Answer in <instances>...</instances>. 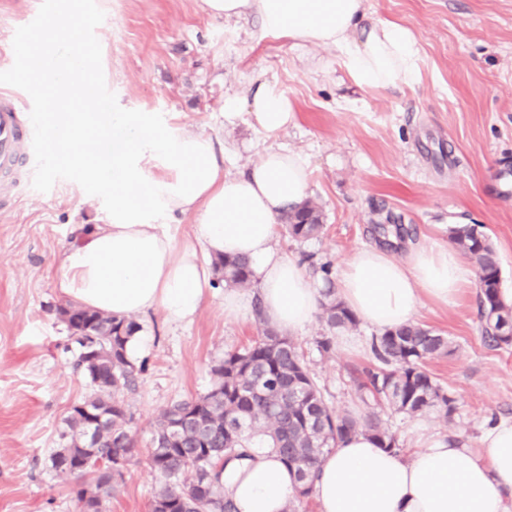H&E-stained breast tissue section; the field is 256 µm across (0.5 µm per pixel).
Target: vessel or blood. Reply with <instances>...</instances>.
Listing matches in <instances>:
<instances>
[{
  "label": "vessel or blood",
  "instance_id": "b4317fda",
  "mask_svg": "<svg viewBox=\"0 0 512 512\" xmlns=\"http://www.w3.org/2000/svg\"><path fill=\"white\" fill-rule=\"evenodd\" d=\"M31 108V99L0 84V209L4 211L16 208V189L35 169Z\"/></svg>",
  "mask_w": 512,
  "mask_h": 512
}]
</instances>
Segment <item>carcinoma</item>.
Masks as SVG:
<instances>
[{"label": "carcinoma", "instance_id": "carcinoma-1", "mask_svg": "<svg viewBox=\"0 0 512 512\" xmlns=\"http://www.w3.org/2000/svg\"><path fill=\"white\" fill-rule=\"evenodd\" d=\"M283 228L296 241L316 239L324 229L321 212L308 200L284 218ZM449 237L477 266L485 341L495 348L512 346V335L503 329L512 323V305L503 297L499 260L489 235L481 224H457L449 228ZM214 265L225 287L254 285L249 259L226 256ZM320 270L328 283L321 292V318L330 329L356 325V317L330 286L329 267ZM59 312L76 344L73 368L82 373L91 393L72 405L69 432L61 434L65 445L50 455L51 468L75 479L72 493L79 512H87V492L96 495V512H105L136 453L133 418L119 394L136 388L138 371L130 343L140 325L72 304ZM255 317L258 335L251 344L210 365V389L172 403L155 418L148 457L159 484L151 512H236L224 497V461L254 446L273 449L294 471L299 501L312 494V477L324 455L348 438L368 434L383 448L399 449L380 414L353 417L333 410L297 342L270 327L258 305ZM371 350L378 366L358 383L360 392L409 416L429 410L451 416L453 398L426 369L427 361L452 353L447 337L419 324L405 325L372 337ZM81 405L106 413L92 448L83 441L89 424Z\"/></svg>", "mask_w": 512, "mask_h": 512}]
</instances>
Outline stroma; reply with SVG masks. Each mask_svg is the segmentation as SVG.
<instances>
[{
  "label": "stroma",
  "mask_w": 512,
  "mask_h": 512,
  "mask_svg": "<svg viewBox=\"0 0 512 512\" xmlns=\"http://www.w3.org/2000/svg\"><path fill=\"white\" fill-rule=\"evenodd\" d=\"M97 4L105 13L95 30L105 81L122 108L223 138L224 165L235 173L271 146L307 158L324 230L305 242L280 234L278 246L314 285L322 283L316 267H339L366 244L431 238L446 245L449 225L481 224L512 293V0H368L371 19L414 32L423 64L413 85L362 92L338 80L335 49L268 36L253 16L215 18L203 0ZM258 80L275 84L297 114L273 139L250 127L246 113L224 115L225 97H248ZM346 96L358 97L356 108L341 107ZM101 216V204L64 179L46 193L25 184L19 206L0 212V512H77L74 481L51 470L49 456L62 444L71 406L91 389L72 368L76 348L58 314L68 299L56 286V263L77 226ZM477 292L471 284L449 303L422 302L418 323L455 348L428 363L455 410L447 418L385 412L403 457L413 455L416 435L476 448L492 422L512 418V348L485 342ZM136 320L141 344L132 360L141 373L125 400L137 452L107 512H151L154 418L206 392L212 362L257 335L253 312L225 317L220 287L191 321H172L158 309ZM376 333L362 323L331 331L317 317L294 335L338 413L368 410L355 381L375 363ZM325 335L334 341L326 354L316 346ZM345 335L358 346L343 345Z\"/></svg>",
  "instance_id": "stroma-1"
}]
</instances>
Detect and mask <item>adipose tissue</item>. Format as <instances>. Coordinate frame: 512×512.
<instances>
[{
  "label": "adipose tissue",
  "instance_id": "obj_1",
  "mask_svg": "<svg viewBox=\"0 0 512 512\" xmlns=\"http://www.w3.org/2000/svg\"><path fill=\"white\" fill-rule=\"evenodd\" d=\"M216 18L260 19L265 34L336 49V64L359 90L415 82L422 54L412 30L375 21L367 0H204ZM249 123L275 136L296 121L287 95L259 86L248 102ZM131 136L113 153V181L84 150L95 127L70 115L62 150L108 200L99 224L82 225L61 253L56 286L80 306L116 317L159 309L192 320L213 288L215 259H251L268 324L302 330L319 309V291L299 262L280 251L283 215L309 193L310 171L299 153L270 148L243 173L224 169V144L206 133L171 130L151 118L116 112ZM134 185L139 195L127 193ZM194 216L192 241L179 244L170 216ZM459 252L430 240L404 257L367 245L345 260L337 294L364 324L386 330L414 322L423 298L448 303L471 278ZM224 495L238 512H283L297 482L269 448L224 465ZM319 512H512V419L488 427L481 449L442 436L422 439L405 459L367 435L326 454L313 486Z\"/></svg>",
  "mask_w": 512,
  "mask_h": 512
}]
</instances>
